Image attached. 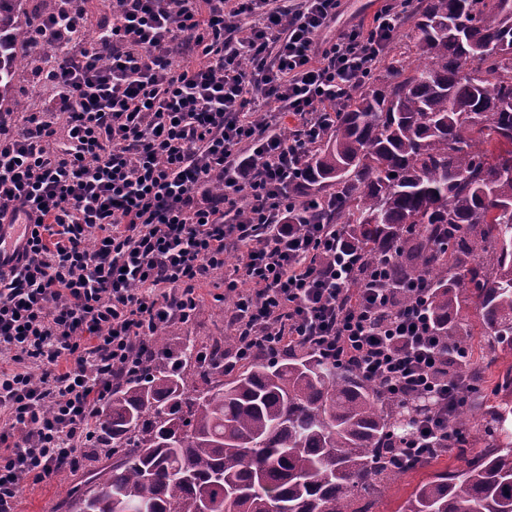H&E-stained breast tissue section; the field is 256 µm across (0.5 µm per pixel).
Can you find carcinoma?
Segmentation results:
<instances>
[{"mask_svg": "<svg viewBox=\"0 0 512 512\" xmlns=\"http://www.w3.org/2000/svg\"><path fill=\"white\" fill-rule=\"evenodd\" d=\"M31 0H0V107L16 108L17 46ZM407 0L412 32L358 85L310 153L293 206L331 196L358 258H396L391 286L423 277L440 357L465 355L462 466L436 471L395 512H512V366L489 387L496 346L512 345V5ZM236 337L168 346L101 405L96 467L69 512H362L439 456L397 459L431 401L393 402L313 347L259 353L232 372Z\"/></svg>", "mask_w": 512, "mask_h": 512, "instance_id": "1", "label": "carcinoma"}]
</instances>
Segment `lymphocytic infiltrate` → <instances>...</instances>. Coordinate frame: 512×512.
<instances>
[{
    "label": "lymphocytic infiltrate",
    "mask_w": 512,
    "mask_h": 512,
    "mask_svg": "<svg viewBox=\"0 0 512 512\" xmlns=\"http://www.w3.org/2000/svg\"><path fill=\"white\" fill-rule=\"evenodd\" d=\"M342 2L109 0L98 20L60 0L29 36L44 103L0 113V225L25 227L0 263V512L23 480L78 466L113 376L218 274L236 358L316 342L391 400H435L403 456L462 443L448 414L466 388L425 282L397 299L391 262L361 266L337 225L293 223L285 201L402 18L404 0H382L336 33Z\"/></svg>",
    "instance_id": "f902f5d3"
}]
</instances>
